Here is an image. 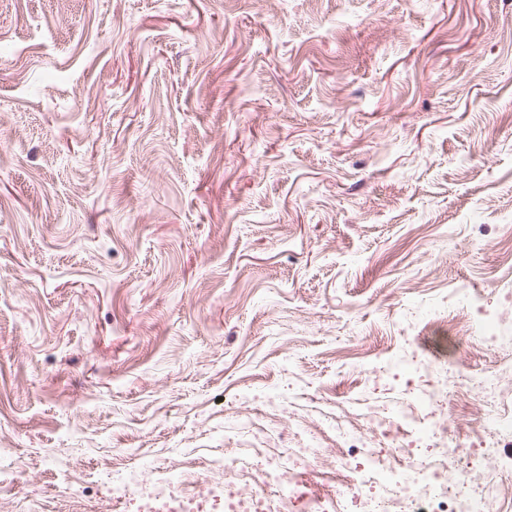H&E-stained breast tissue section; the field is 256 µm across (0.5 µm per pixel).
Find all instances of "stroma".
<instances>
[{
  "instance_id": "35a3bbf8",
  "label": "stroma",
  "mask_w": 512,
  "mask_h": 512,
  "mask_svg": "<svg viewBox=\"0 0 512 512\" xmlns=\"http://www.w3.org/2000/svg\"><path fill=\"white\" fill-rule=\"evenodd\" d=\"M508 226L512 0H0V512L307 430L347 512L376 359L512 362L448 299Z\"/></svg>"
}]
</instances>
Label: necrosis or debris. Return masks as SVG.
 I'll return each instance as SVG.
<instances>
[{"label":"necrosis or debris","instance_id":"obj_1","mask_svg":"<svg viewBox=\"0 0 512 512\" xmlns=\"http://www.w3.org/2000/svg\"><path fill=\"white\" fill-rule=\"evenodd\" d=\"M474 347L512 345V306L483 318L465 315L455 324ZM512 366L475 375L456 369L447 382H425L407 406L365 414V430H343L339 437L354 450L336 472L337 484L351 495L353 512H512V488L499 478V448L512 439V391L503 386ZM477 392L481 406L462 426L448 423L452 397ZM469 436L461 448V436ZM315 441L271 455L243 449L255 464L243 471L251 485L241 491L233 465L213 457L210 472L225 474L223 489L198 495L188 490L183 466L150 465L148 474L115 472L111 501L122 512H330L328 502L300 491L297 479L315 458Z\"/></svg>","mask_w":512,"mask_h":512}]
</instances>
